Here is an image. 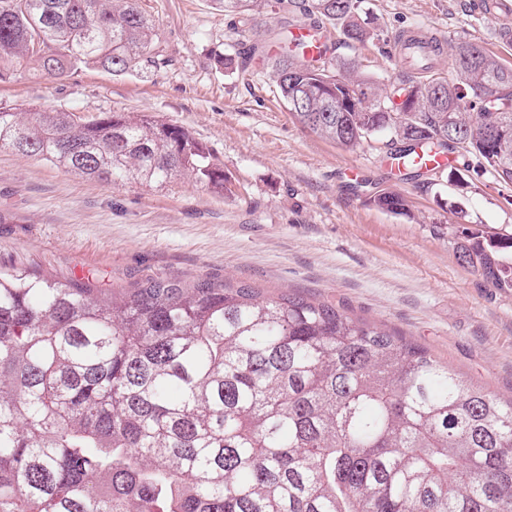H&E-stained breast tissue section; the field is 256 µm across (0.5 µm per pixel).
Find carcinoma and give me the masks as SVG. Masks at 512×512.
Instances as JSON below:
<instances>
[{
    "label": "carcinoma",
    "instance_id": "cac0c4a2",
    "mask_svg": "<svg viewBox=\"0 0 512 512\" xmlns=\"http://www.w3.org/2000/svg\"><path fill=\"white\" fill-rule=\"evenodd\" d=\"M367 42L360 0H288ZM136 0H0V79L156 65ZM411 57L389 91L285 44L274 78L288 111L345 149L376 134L389 155L480 157L512 181V66L460 40L452 71ZM477 109L472 114L470 110ZM8 148L105 184L224 170L178 125L106 112L0 107ZM374 207L408 211L396 191ZM512 233L463 249L512 287ZM0 512H512V401L399 335L295 294L148 279L119 294L91 278L0 269Z\"/></svg>",
    "mask_w": 512,
    "mask_h": 512
}]
</instances>
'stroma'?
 Here are the masks:
<instances>
[{
  "label": "stroma",
  "instance_id": "1",
  "mask_svg": "<svg viewBox=\"0 0 512 512\" xmlns=\"http://www.w3.org/2000/svg\"><path fill=\"white\" fill-rule=\"evenodd\" d=\"M478 0H362L373 36L333 57H357L383 89L410 76L395 64L397 36L468 39L512 64L495 45ZM156 24L159 64L115 75L81 67L50 76L36 64L0 80V105L148 115L187 129L224 170V190L176 179L161 186L104 184L0 149V267L60 280L95 277L119 290L149 278L247 284L293 292L396 332L463 379L512 400V288H494L459 259L473 235L512 231V182L470 155L453 170L403 179L386 166V138L353 149L300 124L264 63L269 38L312 24L300 10L258 0H138ZM248 57L247 70L217 67ZM384 190L408 212L369 204Z\"/></svg>",
  "mask_w": 512,
  "mask_h": 512
}]
</instances>
